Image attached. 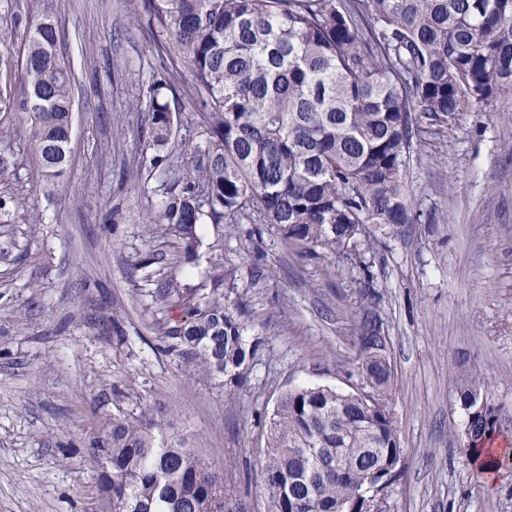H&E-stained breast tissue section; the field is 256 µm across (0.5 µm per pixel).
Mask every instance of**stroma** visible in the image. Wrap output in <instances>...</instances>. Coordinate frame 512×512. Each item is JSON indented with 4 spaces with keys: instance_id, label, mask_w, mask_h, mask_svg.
<instances>
[{
    "instance_id": "obj_1",
    "label": "stroma",
    "mask_w": 512,
    "mask_h": 512,
    "mask_svg": "<svg viewBox=\"0 0 512 512\" xmlns=\"http://www.w3.org/2000/svg\"><path fill=\"white\" fill-rule=\"evenodd\" d=\"M45 7L76 73L70 162L53 181L18 107L27 2L0 0V512H109L91 448L113 416L144 410L226 472L247 512H269L261 459L281 396L359 380L361 273L300 255L269 224L253 239L205 224L186 260L182 239L147 221L188 162L179 135L152 146L147 106L152 84L172 78L173 116L205 144L188 72H174L134 0ZM158 153L166 167L151 166ZM411 153V222L366 254L403 450L387 512H512V458L482 478L454 395L464 355L512 429V91L422 120ZM219 274L237 284L257 346L232 397L164 352L151 298Z\"/></svg>"
}]
</instances>
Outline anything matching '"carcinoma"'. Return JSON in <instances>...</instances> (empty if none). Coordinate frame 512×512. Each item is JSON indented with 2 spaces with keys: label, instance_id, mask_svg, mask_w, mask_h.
<instances>
[{
  "label": "carcinoma",
  "instance_id": "obj_1",
  "mask_svg": "<svg viewBox=\"0 0 512 512\" xmlns=\"http://www.w3.org/2000/svg\"><path fill=\"white\" fill-rule=\"evenodd\" d=\"M43 0L21 59L30 134L40 167L55 177L69 162L75 74L59 48ZM137 16L173 65L192 75L207 135L190 170L160 185L152 223L197 243L196 225L271 224L306 251L359 258L361 294L374 300L375 275L361 247L373 224L387 233L410 223L403 173L419 117L442 120L465 103L512 91V0H139ZM157 82L150 103L153 142L174 129ZM218 277L210 292L158 288L164 351L233 395L244 388L256 346ZM382 331L366 309L359 321L360 383L287 391L267 435L262 465L270 512H348L370 473L386 475L385 507L401 474L397 426L387 390L391 369L370 360ZM486 378L459 362L456 399L466 413L468 450L484 453L502 430L500 410L474 394ZM92 454L111 512H245L224 473L148 413L112 418Z\"/></svg>",
  "mask_w": 512,
  "mask_h": 512
}]
</instances>
